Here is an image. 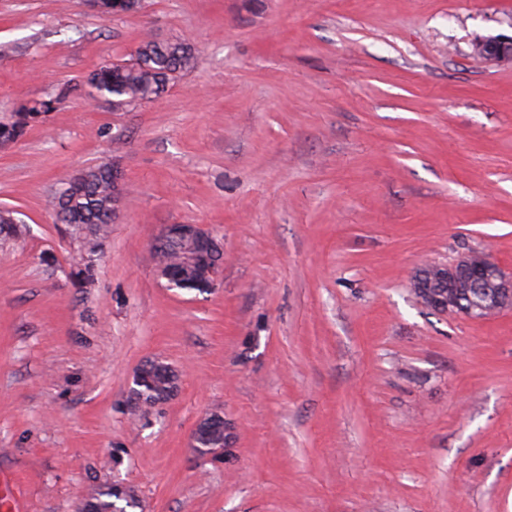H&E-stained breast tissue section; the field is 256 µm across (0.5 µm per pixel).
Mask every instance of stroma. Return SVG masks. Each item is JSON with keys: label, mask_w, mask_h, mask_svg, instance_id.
I'll list each match as a JSON object with an SVG mask.
<instances>
[{"label": "stroma", "mask_w": 512, "mask_h": 512, "mask_svg": "<svg viewBox=\"0 0 512 512\" xmlns=\"http://www.w3.org/2000/svg\"><path fill=\"white\" fill-rule=\"evenodd\" d=\"M512 0H0V119L53 103L0 146V478L23 512L93 488L134 512H512V311L424 307L423 262L480 250L512 269V66L474 57ZM193 69L113 107L86 80L145 38ZM125 201L95 266L56 217L84 168ZM167 224L222 243L215 290L173 291ZM161 360L152 408L131 379ZM221 412L234 442L190 445ZM147 377L138 383L135 389L136 396L144 405H156L168 399L173 388V376L175 372L167 364L153 360L144 364Z\"/></svg>", "instance_id": "stroma-1"}]
</instances>
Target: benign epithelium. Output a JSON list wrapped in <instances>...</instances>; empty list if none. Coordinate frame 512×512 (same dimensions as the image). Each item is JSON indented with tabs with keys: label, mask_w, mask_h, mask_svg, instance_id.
<instances>
[{
	"label": "benign epithelium",
	"mask_w": 512,
	"mask_h": 512,
	"mask_svg": "<svg viewBox=\"0 0 512 512\" xmlns=\"http://www.w3.org/2000/svg\"><path fill=\"white\" fill-rule=\"evenodd\" d=\"M473 55L498 65L512 61V35L481 37L472 43ZM124 183L118 165H112V214L121 211ZM190 231L204 232L198 224H167L159 239L167 240ZM428 272L415 271L410 287L422 304L440 314L459 315L471 321L486 320L512 310V272L503 269L489 254L472 250L452 266L430 262Z\"/></svg>",
	"instance_id": "benign-epithelium-1"
}]
</instances>
